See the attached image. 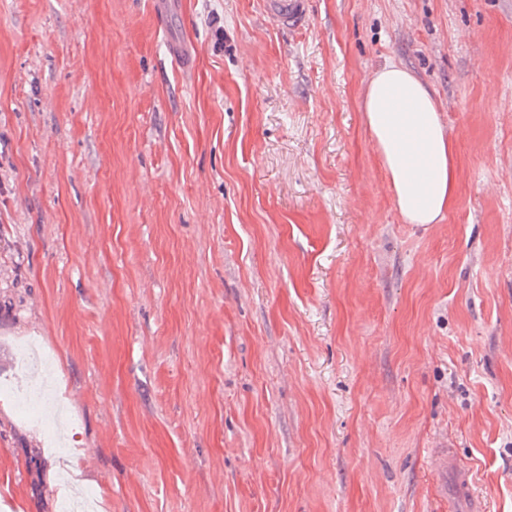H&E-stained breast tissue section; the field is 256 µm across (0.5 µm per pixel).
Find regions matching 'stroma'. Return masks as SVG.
Wrapping results in <instances>:
<instances>
[{
  "label": "stroma",
  "mask_w": 512,
  "mask_h": 512,
  "mask_svg": "<svg viewBox=\"0 0 512 512\" xmlns=\"http://www.w3.org/2000/svg\"><path fill=\"white\" fill-rule=\"evenodd\" d=\"M0 0V512H512V0ZM433 92L405 223L360 111ZM309 0H261L263 13L290 31L301 29L308 17ZM360 107L404 221L440 223L457 193L455 147L428 88L388 64L367 83Z\"/></svg>",
  "instance_id": "35a3bbf8"
}]
</instances>
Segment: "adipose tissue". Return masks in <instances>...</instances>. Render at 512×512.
Listing matches in <instances>:
<instances>
[{
    "label": "adipose tissue",
    "mask_w": 512,
    "mask_h": 512,
    "mask_svg": "<svg viewBox=\"0 0 512 512\" xmlns=\"http://www.w3.org/2000/svg\"><path fill=\"white\" fill-rule=\"evenodd\" d=\"M360 107L404 221L440 223L457 193L455 147L428 88L389 64L369 80Z\"/></svg>",
    "instance_id": "adipose-tissue-1"
}]
</instances>
